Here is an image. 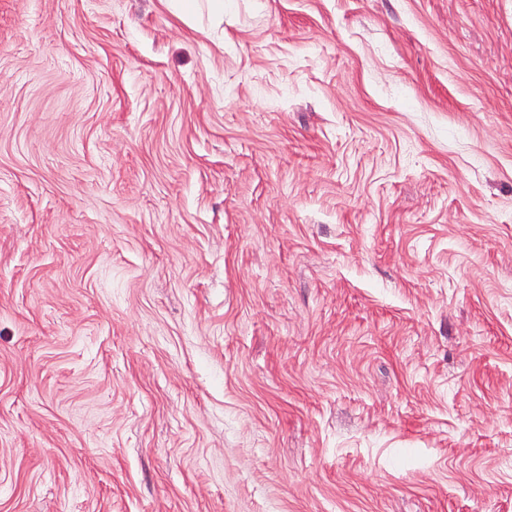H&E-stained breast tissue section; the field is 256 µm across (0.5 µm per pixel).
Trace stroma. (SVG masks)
<instances>
[{
  "label": "stroma",
  "instance_id": "1",
  "mask_svg": "<svg viewBox=\"0 0 512 512\" xmlns=\"http://www.w3.org/2000/svg\"><path fill=\"white\" fill-rule=\"evenodd\" d=\"M0 512H512V0H0Z\"/></svg>",
  "mask_w": 512,
  "mask_h": 512
}]
</instances>
